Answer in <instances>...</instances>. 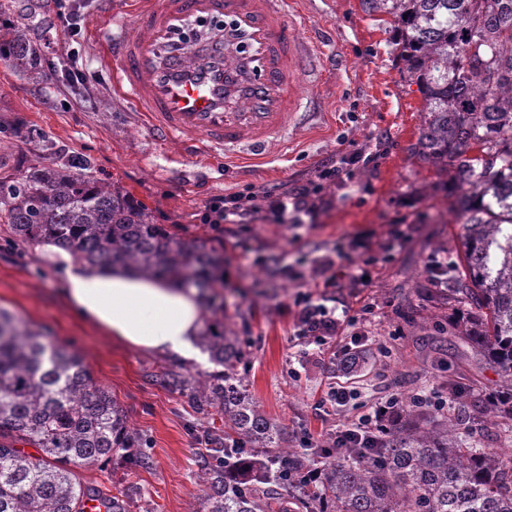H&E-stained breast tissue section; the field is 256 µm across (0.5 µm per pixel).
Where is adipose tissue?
I'll return each instance as SVG.
<instances>
[{"mask_svg":"<svg viewBox=\"0 0 512 512\" xmlns=\"http://www.w3.org/2000/svg\"><path fill=\"white\" fill-rule=\"evenodd\" d=\"M36 251L63 272L67 307L104 336L142 352L199 356L205 312L196 289L130 269L84 265L47 238Z\"/></svg>","mask_w":512,"mask_h":512,"instance_id":"ef3b65f1","label":"adipose tissue"}]
</instances>
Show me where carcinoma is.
Masks as SVG:
<instances>
[{"mask_svg": "<svg viewBox=\"0 0 512 512\" xmlns=\"http://www.w3.org/2000/svg\"><path fill=\"white\" fill-rule=\"evenodd\" d=\"M362 6L400 26L404 71L423 95L412 154L448 175L463 271L443 294L470 306L460 335L512 385V0ZM0 62L49 80L38 44L15 22L0 20ZM84 170L36 160L0 181V227L16 244L49 237L83 264L197 289L212 317L198 346L221 370L162 380L224 425L200 469L205 512H288L290 499L313 509L322 498L328 512H512V456L491 465L463 441L458 422L410 410L374 447L345 449L326 484L311 489L305 457L247 389L241 346L224 335V253L184 239L122 186ZM139 447L127 412L82 358L0 308V512H81L87 490L76 469Z\"/></svg>", "mask_w": 512, "mask_h": 512, "instance_id": "obj_1", "label": "carcinoma"}]
</instances>
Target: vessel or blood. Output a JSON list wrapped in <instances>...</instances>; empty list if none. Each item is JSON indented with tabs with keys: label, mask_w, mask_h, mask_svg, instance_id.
<instances>
[{
	"label": "vessel or blood",
	"mask_w": 512,
	"mask_h": 512,
	"mask_svg": "<svg viewBox=\"0 0 512 512\" xmlns=\"http://www.w3.org/2000/svg\"><path fill=\"white\" fill-rule=\"evenodd\" d=\"M301 19L294 0H141L111 53L116 90L154 131L263 158L302 117L303 71L331 65L298 35ZM193 20L223 21L229 36L180 40Z\"/></svg>",
	"instance_id": "obj_1"
}]
</instances>
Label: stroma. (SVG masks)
I'll return each mask as SVG.
<instances>
[{"mask_svg":"<svg viewBox=\"0 0 512 512\" xmlns=\"http://www.w3.org/2000/svg\"><path fill=\"white\" fill-rule=\"evenodd\" d=\"M1 1L43 46L44 29L58 22L54 0ZM301 7L300 34L323 35L326 52L345 64L321 86L303 76L300 92L319 93L321 104L264 159L229 160L217 148L199 154L189 136H154L115 91L106 54L114 36L134 28L137 2L87 0V24L65 51L43 46L55 67L48 83L33 84L0 63V155L8 159L0 180L36 156L47 164L81 156L93 176L123 186L159 223L221 247L224 332L241 343L249 390L283 426L289 446L317 466L326 464L327 438L393 395L448 400L447 415L471 446L492 460L511 453L512 415L490 418L484 406L512 387L497 364L456 335L467 308L440 300L425 273L436 257L459 273L462 227L448 210L445 177L410 155L424 114L417 85L402 72L399 28L375 21L361 0H301ZM356 149L376 154L375 163L347 168L344 184L322 181L326 205L317 223L258 219L225 235L200 221L212 197L303 182ZM340 240L351 245L341 261L348 276L327 288L317 264ZM362 270L370 282L354 287L351 277ZM61 286L60 271L41 263L33 244L0 240V306L78 352L146 441L144 464L116 457L86 466L77 471L81 483L107 496L132 492V512H204L198 469L211 422L159 378L209 371L212 363L117 344L73 316ZM307 304L346 320L342 335H299L296 314ZM355 335L359 362L350 370L341 352ZM340 385L351 392L342 405L334 397Z\"/></svg>","mask_w":512,"mask_h":512,"instance_id":"obj_1","label":"stroma"}]
</instances>
